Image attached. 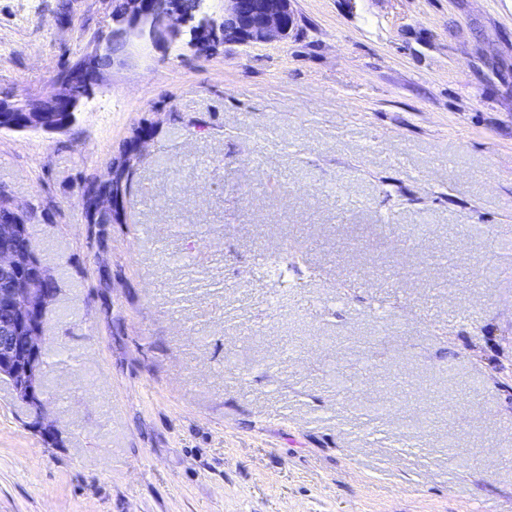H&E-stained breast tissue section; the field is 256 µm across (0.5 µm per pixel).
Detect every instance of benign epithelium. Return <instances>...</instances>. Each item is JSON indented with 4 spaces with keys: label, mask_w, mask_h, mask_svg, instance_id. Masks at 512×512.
I'll use <instances>...</instances> for the list:
<instances>
[{
    "label": "benign epithelium",
    "mask_w": 512,
    "mask_h": 512,
    "mask_svg": "<svg viewBox=\"0 0 512 512\" xmlns=\"http://www.w3.org/2000/svg\"><path fill=\"white\" fill-rule=\"evenodd\" d=\"M123 10L113 16L114 26L97 40L79 60L56 81V88L45 96L8 101L11 111L24 113L17 131L46 133L65 130L57 114L76 111L78 101L71 95L76 85L87 90L99 86L114 56L135 39L152 43H173L190 35V43L207 52L214 48L211 38L224 42L262 44L281 41L293 27L291 0H223L216 14L198 6L188 9L184 0H123ZM111 177L98 180V186L82 193L87 223L99 211H112L118 220L116 200L121 194V171L110 169ZM50 276L38 255L25 224H0V277L10 287L0 290V377L11 383L16 397L30 412V427L50 442L56 436L46 417L47 392L43 386L44 347L42 336L46 315L56 300L50 288L37 283Z\"/></svg>",
    "instance_id": "7a95c632"
}]
</instances>
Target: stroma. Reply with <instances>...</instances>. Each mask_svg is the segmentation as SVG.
I'll use <instances>...</instances> for the list:
<instances>
[{"label":"stroma","mask_w":512,"mask_h":512,"mask_svg":"<svg viewBox=\"0 0 512 512\" xmlns=\"http://www.w3.org/2000/svg\"><path fill=\"white\" fill-rule=\"evenodd\" d=\"M291 5L283 41L136 42L64 132L0 131L60 288L57 443L0 378V512H512V0ZM111 29L0 0V99ZM146 120L125 220L86 223Z\"/></svg>","instance_id":"35a3bbf8"}]
</instances>
